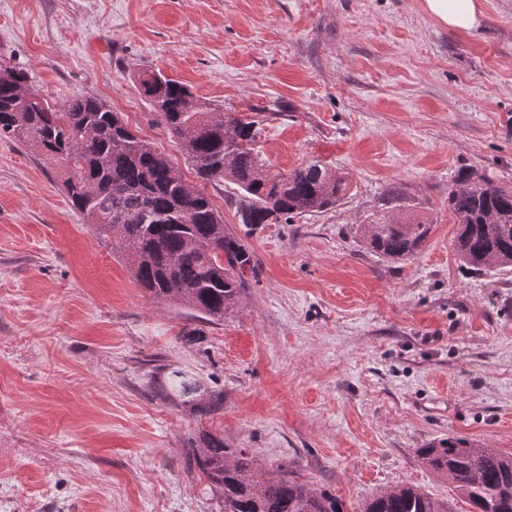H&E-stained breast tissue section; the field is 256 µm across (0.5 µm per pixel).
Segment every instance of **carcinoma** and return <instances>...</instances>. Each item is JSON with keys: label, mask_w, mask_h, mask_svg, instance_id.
I'll return each instance as SVG.
<instances>
[{"label": "carcinoma", "mask_w": 512, "mask_h": 512, "mask_svg": "<svg viewBox=\"0 0 512 512\" xmlns=\"http://www.w3.org/2000/svg\"><path fill=\"white\" fill-rule=\"evenodd\" d=\"M138 82L153 112L181 147L195 178L229 182L240 194L238 223L256 229L336 206L348 178L312 160L286 173L266 169L253 147L262 121L226 115L161 72ZM0 137L19 142L54 166L72 208L112 239L144 293L174 299L207 320H222L255 274L243 241L226 230L213 201L185 180L165 148L138 136L124 117L91 93L61 108L44 101L23 70L0 64ZM457 224L453 249L468 269L512 267V183L466 171L448 189ZM433 221L394 197L360 225L367 248L405 259L428 239ZM422 464L448 476L469 512H512V454L450 436L417 449ZM194 462L224 497V512H344L325 490L278 467L264 478L244 448L210 436ZM360 512H451L411 485L395 486Z\"/></svg>", "instance_id": "obj_1"}]
</instances>
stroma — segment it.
<instances>
[{"instance_id": "1", "label": "stroma", "mask_w": 512, "mask_h": 512, "mask_svg": "<svg viewBox=\"0 0 512 512\" xmlns=\"http://www.w3.org/2000/svg\"><path fill=\"white\" fill-rule=\"evenodd\" d=\"M480 9L465 32L425 0H0V62L50 104L104 100L187 181L142 70L264 113L270 172L318 160L352 184L255 230L233 185H204L257 268L209 322L148 298L52 165L0 138V512H222L189 461L206 433L345 512L399 484L467 512L416 451L512 453V270L467 269L448 210L461 171L512 181V0ZM394 197L434 221L403 261L359 231ZM175 369L197 395L168 392Z\"/></svg>"}]
</instances>
